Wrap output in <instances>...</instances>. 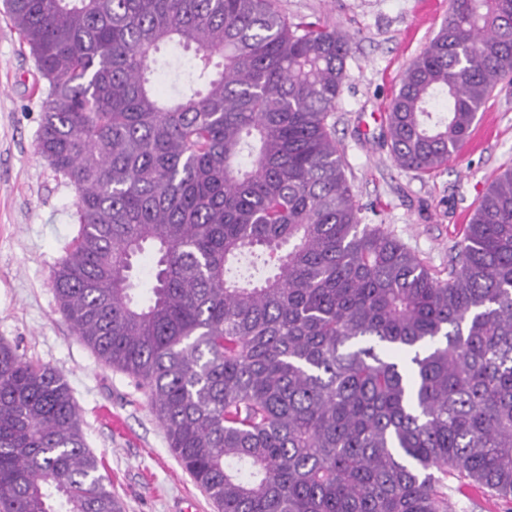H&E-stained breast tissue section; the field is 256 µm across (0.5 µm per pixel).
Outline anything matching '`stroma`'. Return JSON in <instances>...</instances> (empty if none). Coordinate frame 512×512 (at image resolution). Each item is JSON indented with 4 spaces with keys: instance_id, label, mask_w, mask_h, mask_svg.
Segmentation results:
<instances>
[{
    "instance_id": "stroma-1",
    "label": "stroma",
    "mask_w": 512,
    "mask_h": 512,
    "mask_svg": "<svg viewBox=\"0 0 512 512\" xmlns=\"http://www.w3.org/2000/svg\"><path fill=\"white\" fill-rule=\"evenodd\" d=\"M290 21L321 17L354 33L336 103V139L365 223L385 225L436 270L448 269L460 214L512 167V86L477 114L493 137L432 174L399 168L384 113L402 74L443 25L450 0H278ZM35 62L0 15V340L65 376L87 447L122 512H217L168 448L135 379L103 364L61 314L52 270L79 234L77 192L35 152L44 95ZM451 512H512V503L448 482Z\"/></svg>"
}]
</instances>
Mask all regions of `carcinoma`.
<instances>
[{"label": "carcinoma", "mask_w": 512, "mask_h": 512, "mask_svg": "<svg viewBox=\"0 0 512 512\" xmlns=\"http://www.w3.org/2000/svg\"><path fill=\"white\" fill-rule=\"evenodd\" d=\"M3 7L77 192L59 310L218 512H448L450 478L512 501V168L443 278L355 203L330 123L354 35L277 0ZM504 82L512 0H451L385 112L397 166H447ZM99 467L62 375L0 340V512H120Z\"/></svg>", "instance_id": "carcinoma-1"}]
</instances>
